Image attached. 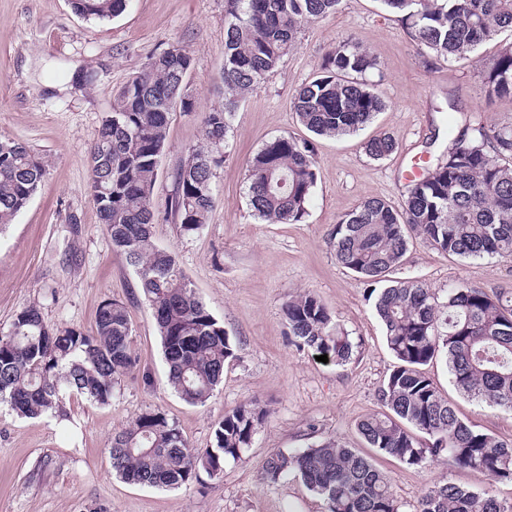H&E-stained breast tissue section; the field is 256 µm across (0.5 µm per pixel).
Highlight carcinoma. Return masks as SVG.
<instances>
[{"mask_svg":"<svg viewBox=\"0 0 512 512\" xmlns=\"http://www.w3.org/2000/svg\"><path fill=\"white\" fill-rule=\"evenodd\" d=\"M342 0H227L224 103L202 113L203 143L174 173L171 212L186 235L199 233L216 205L213 179L224 161L231 113L264 82L308 24L337 12ZM401 18L415 44L438 62L464 59L503 31H512V0H382ZM94 21L118 16L126 0H71ZM192 59L171 46L149 59L119 91L89 151V192L112 251L137 274L161 339L170 388L186 403L203 405L222 382L233 344L179 268L173 252L154 239L151 194L167 146L170 115L192 112L184 69ZM375 61L353 38L322 59L319 74L291 100L298 122L316 136L350 135L386 108L374 85L358 76ZM490 101H512V43L501 47L482 74ZM394 139L379 135L364 149L375 160L390 155ZM44 175L43 163L22 143L0 140V232L28 204ZM248 204L268 224H297L307 215L316 182L314 144L291 135L268 141L252 158ZM414 232L442 254L512 257V126H466L446 154L412 180L404 206L381 198L360 202L336 223L330 244L336 261L374 284L368 298L385 328L396 365L383 380L384 410L358 423L368 445L413 468L428 457L512 481V440L501 441L461 420L422 367L441 357L450 382L468 396L512 410V295L481 288L431 289L413 278H392ZM383 287L376 288L377 284ZM288 336L338 364L350 360L349 336L332 325L328 308L309 291L284 307ZM127 307L104 302L94 328L54 329L35 307L0 331V404L17 415H65L72 396L105 405L116 383L137 366ZM267 410L258 402L224 414L211 445L189 448L179 427L148 410L112 436V471L121 481L175 488L200 473L216 477L251 446ZM321 496L328 512H400L389 478L351 448L325 441L261 463L269 481L288 471ZM415 512H512L487 492L434 483Z\"/></svg>","mask_w":512,"mask_h":512,"instance_id":"cac0c4a2","label":"carcinoma"}]
</instances>
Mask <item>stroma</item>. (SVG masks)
I'll return each mask as SVG.
<instances>
[{
    "label": "stroma",
    "instance_id": "1",
    "mask_svg": "<svg viewBox=\"0 0 512 512\" xmlns=\"http://www.w3.org/2000/svg\"><path fill=\"white\" fill-rule=\"evenodd\" d=\"M225 9V0H127L120 15L98 22L75 13L70 0H0V138L25 143L45 167L36 194L0 233V331L31 306L52 328L89 331L100 305L116 299L127 307L138 360L106 405L74 397L66 417L35 419L0 405V512H326L300 476L290 472L270 483L257 469L271 453L289 455L324 440L356 449L388 474L403 512H413L440 480L512 505L510 481L439 460L409 468L362 438L357 424L380 411L378 390L396 360L366 298L367 281L342 267L330 245L337 221L362 200L403 202L408 174L444 154L449 125H512V102L488 101L482 84L512 32L430 68L405 24L380 0H342L335 14L308 25L277 69L240 100L214 179L216 205L204 228L186 235L171 215L172 172L200 145L202 113L222 101L216 85ZM349 38L375 58L365 78L386 108L356 134L315 138L317 178L304 223H265L248 205L247 163L271 139L306 136L290 101L317 74L325 53ZM176 43L192 58L186 81L196 110L170 116L152 192L154 238L174 253L235 344L222 383L203 405L188 404L169 388L152 310L134 269L113 252L88 190V151L116 94L150 57ZM88 66L98 71L97 81L75 83ZM382 133L395 138L397 149L371 159L364 145ZM398 275L433 289L512 292V257L444 255L413 236ZM303 289L352 340L346 364L317 361L315 351L289 343L284 306ZM424 371L459 418L512 439L511 410L461 393L444 360ZM250 400L267 408L265 421L246 460L226 463L219 476L162 490L113 474L112 436L144 411H163L190 447L203 449L224 413Z\"/></svg>",
    "mask_w": 512,
    "mask_h": 512
}]
</instances>
